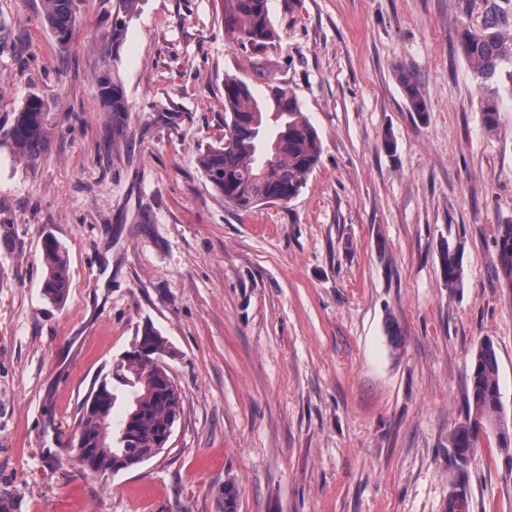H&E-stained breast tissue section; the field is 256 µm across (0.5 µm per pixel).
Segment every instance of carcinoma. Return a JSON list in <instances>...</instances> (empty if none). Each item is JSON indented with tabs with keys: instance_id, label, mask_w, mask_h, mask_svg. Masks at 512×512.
Segmentation results:
<instances>
[{
	"instance_id": "1",
	"label": "carcinoma",
	"mask_w": 512,
	"mask_h": 512,
	"mask_svg": "<svg viewBox=\"0 0 512 512\" xmlns=\"http://www.w3.org/2000/svg\"><path fill=\"white\" fill-rule=\"evenodd\" d=\"M482 27H466L460 35L464 57L473 72L489 80L498 67L512 57V44L504 40V30L512 27V0H484ZM140 0H117L112 28L101 38L104 64L111 79L97 77L104 111L112 113L120 125L129 111L124 83L115 63L125 41L128 25L136 15ZM43 21L61 45L69 41L78 20L77 0H42ZM226 38L255 55L273 45L277 32L271 20L268 0H224ZM410 109L426 115L427 106L416 83L409 77L400 80ZM273 101L267 95L256 96L252 87L234 77L224 80V128L230 139L207 147L197 158L201 174L209 186L239 211H249L264 203H286L295 198L316 168L321 154L317 130L302 111L297 98L287 88ZM52 102L31 93L0 124V153L35 172L50 149ZM497 256L506 276L512 275V220L497 225ZM441 271L448 287L462 278L460 253L452 242L439 246ZM44 276L42 291L53 303L64 302L70 288V263L65 248L54 238L42 244ZM151 344L167 355H174L169 341L155 326L146 322L139 327L132 346ZM145 366L134 360L119 371L94 382L101 394L100 403L91 407L84 401L74 421L75 432L86 444L71 442L73 462L93 474H117L139 467L161 454L162 438L171 420L183 411L182 396L167 393L162 379H143ZM132 388L131 400L118 428H113L115 404L113 382ZM468 417L452 434L458 461L464 463L463 449L474 448L479 435L476 427L493 429L502 420L497 352L491 339L478 346L470 369Z\"/></svg>"
}]
</instances>
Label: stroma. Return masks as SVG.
<instances>
[{
  "label": "stroma",
  "instance_id": "stroma-1",
  "mask_svg": "<svg viewBox=\"0 0 512 512\" xmlns=\"http://www.w3.org/2000/svg\"><path fill=\"white\" fill-rule=\"evenodd\" d=\"M115 2L79 0L62 47L41 0H0V122L31 93L58 115L35 173L0 158V497L13 512H219L230 480L238 512H448L461 473L466 512H512V448L482 435L463 466L451 445L483 339L512 421L495 244L512 219V62L482 86L459 43L482 0H268L279 38L261 57L226 40L224 0H142L119 132L96 80ZM258 67L296 95L321 155L296 198L240 212L197 156L224 137L225 76ZM48 236L70 260L60 305L42 292ZM146 320L177 351L184 414L166 452L85 474L75 417ZM439 259L448 288L456 287L462 278L461 256L456 245L449 240H443L439 246Z\"/></svg>",
  "mask_w": 512,
  "mask_h": 512
}]
</instances>
